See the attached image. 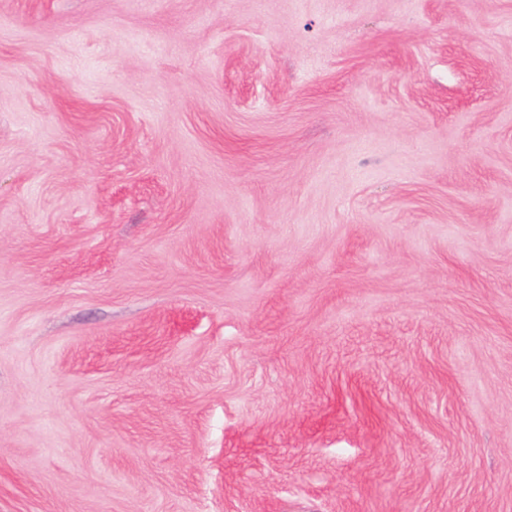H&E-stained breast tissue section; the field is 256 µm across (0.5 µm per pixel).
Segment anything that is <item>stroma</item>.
I'll return each mask as SVG.
<instances>
[{
    "label": "stroma",
    "instance_id": "35a3bbf8",
    "mask_svg": "<svg viewBox=\"0 0 512 512\" xmlns=\"http://www.w3.org/2000/svg\"><path fill=\"white\" fill-rule=\"evenodd\" d=\"M0 512H512V0H0Z\"/></svg>",
    "mask_w": 512,
    "mask_h": 512
}]
</instances>
